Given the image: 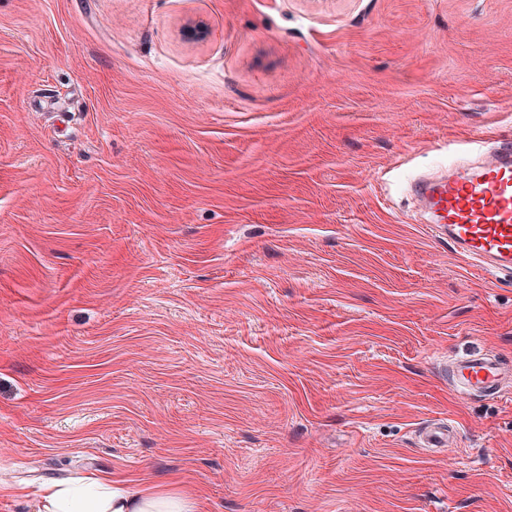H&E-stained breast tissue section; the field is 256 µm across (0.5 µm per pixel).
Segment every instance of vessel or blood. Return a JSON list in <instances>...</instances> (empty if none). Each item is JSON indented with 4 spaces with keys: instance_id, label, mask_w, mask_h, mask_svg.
Listing matches in <instances>:
<instances>
[{
    "instance_id": "obj_1",
    "label": "vessel or blood",
    "mask_w": 512,
    "mask_h": 512,
    "mask_svg": "<svg viewBox=\"0 0 512 512\" xmlns=\"http://www.w3.org/2000/svg\"><path fill=\"white\" fill-rule=\"evenodd\" d=\"M411 191L431 213L456 255L490 270L512 271V140L496 138L493 147L464 166L416 179ZM459 395L502 397L512 371L498 356L478 352L455 360L448 370ZM455 429L430 423L419 432L422 447L443 452Z\"/></svg>"
}]
</instances>
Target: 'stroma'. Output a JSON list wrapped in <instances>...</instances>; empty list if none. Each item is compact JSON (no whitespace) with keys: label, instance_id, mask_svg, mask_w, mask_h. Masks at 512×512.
Here are the masks:
<instances>
[{"label":"stroma","instance_id":"1","mask_svg":"<svg viewBox=\"0 0 512 512\" xmlns=\"http://www.w3.org/2000/svg\"><path fill=\"white\" fill-rule=\"evenodd\" d=\"M505 135L512 0H0V512H512V396L447 376L512 275L406 191ZM454 434V426L448 420V427L441 423L427 424L421 428L418 437L423 448L440 453L452 447ZM45 512H195L189 499L158 488L131 490L125 485L106 483L84 493L69 488H48Z\"/></svg>","mask_w":512,"mask_h":512}]
</instances>
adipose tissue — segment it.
<instances>
[{"label": "adipose tissue", "mask_w": 512, "mask_h": 512, "mask_svg": "<svg viewBox=\"0 0 512 512\" xmlns=\"http://www.w3.org/2000/svg\"><path fill=\"white\" fill-rule=\"evenodd\" d=\"M44 512H195L192 501L172 491L105 484L84 493L69 488L47 489Z\"/></svg>", "instance_id": "1"}]
</instances>
